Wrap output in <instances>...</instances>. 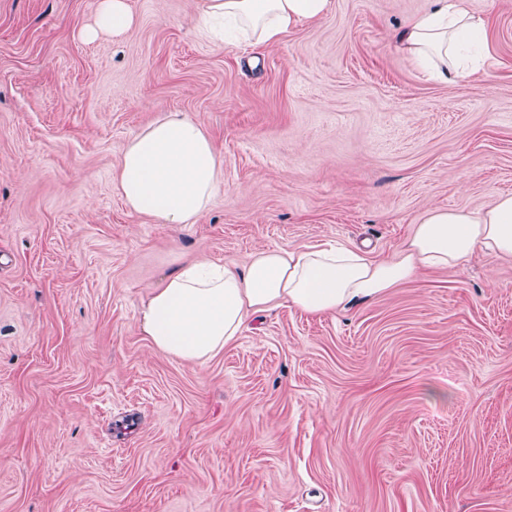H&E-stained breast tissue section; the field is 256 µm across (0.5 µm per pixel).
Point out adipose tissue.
Wrapping results in <instances>:
<instances>
[{
	"instance_id": "obj_1",
	"label": "adipose tissue",
	"mask_w": 512,
	"mask_h": 512,
	"mask_svg": "<svg viewBox=\"0 0 512 512\" xmlns=\"http://www.w3.org/2000/svg\"><path fill=\"white\" fill-rule=\"evenodd\" d=\"M333 0H199L198 31L223 45L225 27L252 46L279 43L301 24L330 12ZM134 23L127 0H100L88 38L120 34ZM486 22L465 0L433 7L395 34L399 51L437 80L473 74L463 51L484 37ZM224 181V163L201 123L169 112L123 147L116 187L134 213L159 224H193ZM512 258V195L485 210L433 208L390 258L346 246L266 249L246 266L198 255L142 301L138 322L154 348L183 362L205 361L241 336L247 323L274 307L323 315L374 300L419 272L453 268L475 252Z\"/></svg>"
}]
</instances>
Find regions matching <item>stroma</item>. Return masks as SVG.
<instances>
[{"label": "stroma", "mask_w": 512, "mask_h": 512, "mask_svg": "<svg viewBox=\"0 0 512 512\" xmlns=\"http://www.w3.org/2000/svg\"><path fill=\"white\" fill-rule=\"evenodd\" d=\"M0 0V512H512V260L475 253L333 314L279 307L201 363L151 345L197 255H392L433 207L512 193V0L483 73L391 33L431 0H333L275 46L199 36L197 0ZM200 121L224 182L194 224L130 212L125 143ZM134 21L127 0H101L86 36L92 39L99 33L121 34L132 27Z\"/></svg>", "instance_id": "1"}]
</instances>
